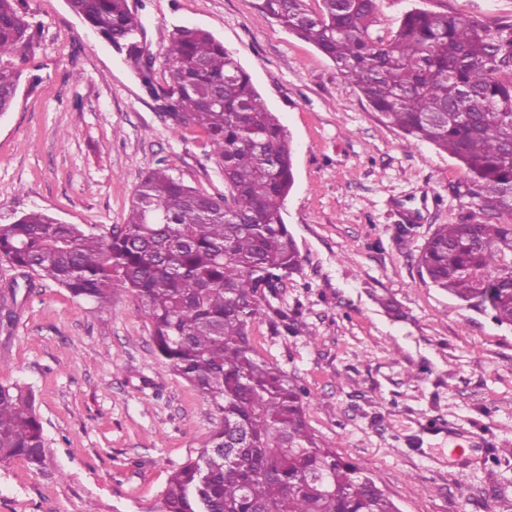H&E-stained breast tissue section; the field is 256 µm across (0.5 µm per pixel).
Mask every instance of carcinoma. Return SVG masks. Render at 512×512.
<instances>
[{"instance_id": "cac0c4a2", "label": "carcinoma", "mask_w": 512, "mask_h": 512, "mask_svg": "<svg viewBox=\"0 0 512 512\" xmlns=\"http://www.w3.org/2000/svg\"><path fill=\"white\" fill-rule=\"evenodd\" d=\"M257 0L279 26L330 58L338 74L408 145L427 143L466 169L467 194L512 216V19L484 21L419 8L386 38L373 34L378 0ZM140 78L170 102L180 127L201 129L227 190L186 185L160 159L137 186L125 224L102 232L30 212L0 224V263L32 272L99 309L136 295L162 361L208 398L217 422L203 449L171 476L156 512H399L367 473L320 446L306 392L257 357L252 320L293 333L280 288L302 256L282 218L294 183L293 148L251 76L210 32L173 29L164 77L130 39L128 0H66ZM28 0H0V115L20 73L3 57L29 48ZM512 224H446L425 243L429 281L512 325ZM45 438L32 392L0 384V464H40Z\"/></svg>"}]
</instances>
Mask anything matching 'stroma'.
I'll return each mask as SVG.
<instances>
[{"label": "stroma", "mask_w": 512, "mask_h": 512, "mask_svg": "<svg viewBox=\"0 0 512 512\" xmlns=\"http://www.w3.org/2000/svg\"><path fill=\"white\" fill-rule=\"evenodd\" d=\"M144 48L196 26L233 52L285 127L294 185L282 212L302 269L279 295L298 331L250 326L260 359L307 389L321 446L356 462L401 512H512V326L429 283L418 257L441 226L484 215L445 152L407 148L358 89L257 0H129ZM33 42L0 115V223L32 210L100 229L166 159L214 196L224 178L201 129L159 112L124 58L68 8L29 0ZM413 7L493 20L512 0H378L375 34ZM0 383L29 388L40 466H0V512H154L215 411L159 360L140 299L98 311L0 264Z\"/></svg>", "instance_id": "35a3bbf8"}]
</instances>
